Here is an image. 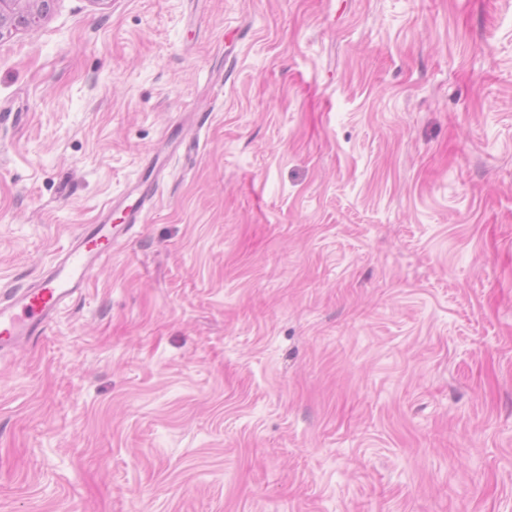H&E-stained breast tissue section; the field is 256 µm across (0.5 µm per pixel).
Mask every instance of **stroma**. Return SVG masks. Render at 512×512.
Wrapping results in <instances>:
<instances>
[{
    "mask_svg": "<svg viewBox=\"0 0 512 512\" xmlns=\"http://www.w3.org/2000/svg\"><path fill=\"white\" fill-rule=\"evenodd\" d=\"M184 124L0 356V512H512V0H56L0 40V293ZM188 136L194 139L184 126L176 137L166 135L160 149L143 168L144 176L130 184L123 204L132 196L135 200L124 207L125 224H112L104 219L87 224L31 282L13 289L5 299L0 297V356L46 335L62 306L80 295L102 261L112 256V251L135 224H140L158 186L166 158L178 151ZM163 150L160 161L162 154L158 152Z\"/></svg>",
    "mask_w": 512,
    "mask_h": 512,
    "instance_id": "35a3bbf8",
    "label": "stroma"
}]
</instances>
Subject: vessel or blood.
Returning a JSON list of instances; mask_svg holds the SVG:
<instances>
[{
	"mask_svg": "<svg viewBox=\"0 0 512 512\" xmlns=\"http://www.w3.org/2000/svg\"><path fill=\"white\" fill-rule=\"evenodd\" d=\"M163 170V161L151 157L143 177L130 184L126 194L133 202L125 207L124 223L86 225L31 282L0 297V356L46 334L62 306L80 295L102 261L140 223Z\"/></svg>",
	"mask_w": 512,
	"mask_h": 512,
	"instance_id": "vessel-or-blood-1",
	"label": "vessel or blood"
}]
</instances>
